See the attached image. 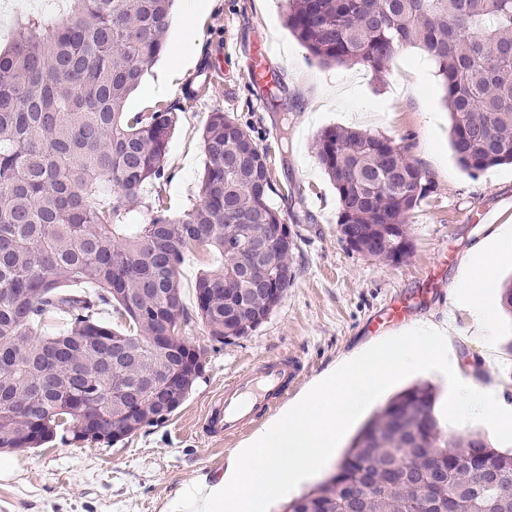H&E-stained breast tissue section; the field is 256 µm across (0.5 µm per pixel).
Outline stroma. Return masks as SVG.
Returning a JSON list of instances; mask_svg holds the SVG:
<instances>
[{"label":"stroma","instance_id":"1","mask_svg":"<svg viewBox=\"0 0 512 512\" xmlns=\"http://www.w3.org/2000/svg\"><path fill=\"white\" fill-rule=\"evenodd\" d=\"M61 0H7L0 9V50L21 19L60 17ZM282 0H176L167 49L149 64L127 112L175 108L165 181L148 185L140 211L163 204L178 216L199 199L203 130L211 112L233 117L268 152L272 201L294 232V279L268 320L250 336L214 341L200 320L181 334L205 354L203 375L182 405L159 425L117 443L10 450L1 454L0 512H170L202 475H223L245 436L208 438L200 424L225 377L264 357L297 356L298 396L340 360L391 328L372 319L410 299L413 321L447 318L457 268L490 232L483 212L512 224V166L470 176L449 141L448 111L436 69L423 52L400 50L380 75L360 65L322 64L284 25ZM197 24L185 33L186 17ZM267 42V66L280 75L283 104L272 108L249 78L253 52ZM359 129L408 144L435 190L408 218L411 250L400 262L351 250L337 231L338 195L318 162L314 140L329 127ZM455 352L460 373L491 384L512 406V316L497 313V340L486 347L465 318Z\"/></svg>","mask_w":512,"mask_h":512}]
</instances>
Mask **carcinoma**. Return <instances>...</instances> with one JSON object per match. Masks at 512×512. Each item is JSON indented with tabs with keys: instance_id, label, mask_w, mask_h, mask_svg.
<instances>
[{
	"instance_id": "obj_1",
	"label": "carcinoma",
	"mask_w": 512,
	"mask_h": 512,
	"mask_svg": "<svg viewBox=\"0 0 512 512\" xmlns=\"http://www.w3.org/2000/svg\"><path fill=\"white\" fill-rule=\"evenodd\" d=\"M67 15L29 18L0 52V449L39 448L61 437L94 403L134 434L163 419L120 396L125 381L176 369L181 328L200 319L218 343L249 336L293 280L295 245L273 251L277 291L254 295L224 251L243 225L259 235L280 224L266 152L226 113L204 127L199 204L181 216L135 210L144 187L166 177L173 108L124 111L144 66L166 49L175 0H71ZM286 25L320 62L360 64L382 73L395 54L418 47L436 65L450 117L451 146L471 176L512 164V0H287ZM334 183L337 223L364 244L361 254L394 260L383 224L407 237L410 213L434 189L407 147L367 131L329 128L315 140ZM421 185L418 197L409 185ZM209 249L224 264L199 277L195 310L182 299L179 271ZM75 282L92 293L64 291ZM109 308L128 323L118 331L97 318ZM68 318L62 333L42 325ZM176 336L171 349H141L148 336ZM142 351L127 376H100L112 340ZM198 377L185 369L170 393L185 400ZM436 393L413 385L393 397L352 440L321 485L282 512H448V495L422 481L450 479L462 491L454 512H512V452L481 434H441ZM464 444L473 466L443 448ZM483 472L501 484L485 499L463 489Z\"/></svg>"
}]
</instances>
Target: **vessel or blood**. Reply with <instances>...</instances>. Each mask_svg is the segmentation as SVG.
<instances>
[{
  "label": "vessel or blood",
  "instance_id": "vessel-or-blood-1",
  "mask_svg": "<svg viewBox=\"0 0 512 512\" xmlns=\"http://www.w3.org/2000/svg\"><path fill=\"white\" fill-rule=\"evenodd\" d=\"M300 376L297 357L264 358L227 378L206 413L210 436H234L275 411Z\"/></svg>",
  "mask_w": 512,
  "mask_h": 512
}]
</instances>
